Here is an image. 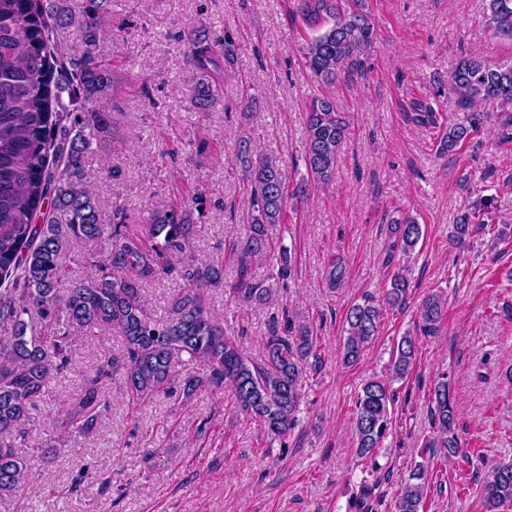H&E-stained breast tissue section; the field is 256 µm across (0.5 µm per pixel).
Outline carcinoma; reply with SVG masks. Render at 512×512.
<instances>
[{
    "label": "carcinoma",
    "mask_w": 512,
    "mask_h": 512,
    "mask_svg": "<svg viewBox=\"0 0 512 512\" xmlns=\"http://www.w3.org/2000/svg\"><path fill=\"white\" fill-rule=\"evenodd\" d=\"M488 24L495 34L512 39V0H485ZM296 13L310 26L327 28L306 43L305 67L325 88L311 99L306 116L307 177L289 187L279 163L253 154L243 139L235 161L249 172L251 224L248 234L230 244L238 262L232 293L241 300L266 305L272 288L255 279L253 262L269 249V229L284 223L288 196L303 197L312 186L330 182L337 152L348 125L336 110L334 90L364 74L374 41L366 0H295ZM110 0H0V498L15 495L29 481L25 447L27 425L49 392L51 381L71 365L70 349L77 333L109 330L121 336L123 349L85 375L80 393L55 415L58 438L89 434L108 410L104 382L122 372L129 398L149 402L179 390L190 398L204 385L230 388L239 409L274 439L288 435L300 406L306 370L319 368L316 341L309 326L292 323L270 327L263 358L248 356L226 334L224 325L206 311L202 291L224 285L223 265L196 264L189 259L195 235L189 206L193 197L167 209L153 210L141 233L129 232L123 212L107 214L86 185L85 156L110 115L96 109L97 100L115 83L100 52L107 34ZM73 28L84 43L78 58L66 56L55 41L57 30ZM189 68L217 74L234 62L237 42L224 35L211 41L194 27L183 31ZM448 88L462 109L460 122L448 121L440 150L448 153L472 139L491 115L512 127V68H494L477 56L462 58L448 76ZM220 100L217 85L197 83L190 99L193 111L207 112ZM439 113L418 104L412 120L423 127L438 124ZM469 214L454 225L463 242L473 232ZM388 260L409 255L422 228L403 214L390 224ZM73 240L102 241L106 249L89 265L94 273L67 278L60 260ZM174 277L183 282L157 315L143 299L142 284ZM346 267L333 257L326 275L330 288L344 285ZM410 281L399 267L380 300L351 305L344 322L341 358L353 366L378 335L384 315L407 304ZM36 314L41 325L27 316ZM446 314L437 293L421 304L418 329L424 336L440 333ZM416 341L402 337L394 350L387 380L369 378L355 402L356 454L372 460L391 425L398 400L395 381H405L416 361ZM457 406L447 379L431 390V447L451 459L460 452L456 436ZM428 470L420 465L410 475L393 508L424 512ZM488 512L512 503V462L495 465L484 485ZM382 506L375 485L365 483L355 495L354 512H376Z\"/></svg>",
    "instance_id": "obj_1"
}]
</instances>
